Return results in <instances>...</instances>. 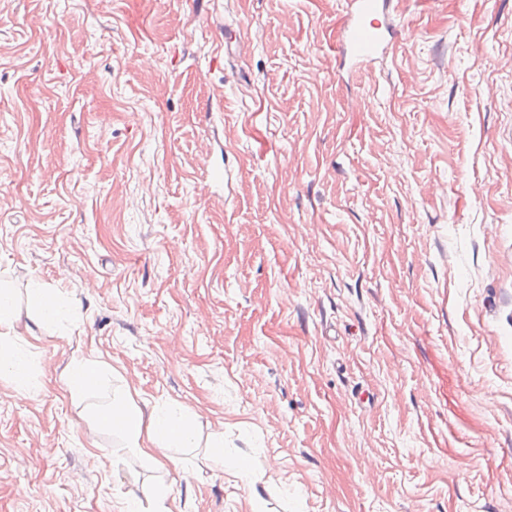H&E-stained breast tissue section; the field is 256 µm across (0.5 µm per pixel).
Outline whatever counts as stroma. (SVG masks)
<instances>
[{"instance_id": "1", "label": "stroma", "mask_w": 512, "mask_h": 512, "mask_svg": "<svg viewBox=\"0 0 512 512\" xmlns=\"http://www.w3.org/2000/svg\"><path fill=\"white\" fill-rule=\"evenodd\" d=\"M348 3L0 0V281L40 385L0 378V512H512V0H394L357 67ZM76 360L201 446L158 469L92 426ZM28 292L32 299L40 323L61 325L68 319L69 309L62 301L60 293L41 280H31ZM67 377L71 393L81 396L99 390L103 372L95 361H74L67 367ZM207 448H211L214 460L224 468L225 472H229L252 485V463L247 458L224 460V438L222 435H213L207 444Z\"/></svg>"}]
</instances>
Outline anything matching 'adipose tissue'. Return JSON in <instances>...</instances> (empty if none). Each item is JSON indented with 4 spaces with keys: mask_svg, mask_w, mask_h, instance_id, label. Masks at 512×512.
Masks as SVG:
<instances>
[{
    "mask_svg": "<svg viewBox=\"0 0 512 512\" xmlns=\"http://www.w3.org/2000/svg\"><path fill=\"white\" fill-rule=\"evenodd\" d=\"M29 295L40 323L59 325L67 320L69 309L60 293L40 280L30 281ZM0 377L7 378L21 393L39 389L30 361V352L20 342L16 330V299L11 289L0 285ZM93 418L98 426L126 440L151 465H165L169 448H193L197 445L196 429L189 410L180 405L153 406L142 409L131 394L113 399L98 407Z\"/></svg>",
    "mask_w": 512,
    "mask_h": 512,
    "instance_id": "ef3b65f1",
    "label": "adipose tissue"
}]
</instances>
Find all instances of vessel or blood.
I'll list each match as a JSON object with an SVG mask.
<instances>
[{
  "mask_svg": "<svg viewBox=\"0 0 512 512\" xmlns=\"http://www.w3.org/2000/svg\"><path fill=\"white\" fill-rule=\"evenodd\" d=\"M391 0H353L343 27L342 49L358 63L368 62L386 47V31L377 16L387 13Z\"/></svg>",
  "mask_w": 512,
  "mask_h": 512,
  "instance_id": "obj_1",
  "label": "vessel or blood"
}]
</instances>
